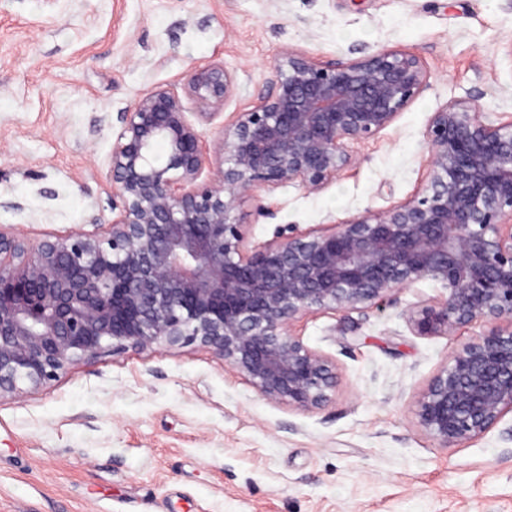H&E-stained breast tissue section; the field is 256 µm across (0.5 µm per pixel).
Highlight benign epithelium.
Here are the masks:
<instances>
[{"instance_id": "obj_1", "label": "benign epithelium", "mask_w": 512, "mask_h": 512, "mask_svg": "<svg viewBox=\"0 0 512 512\" xmlns=\"http://www.w3.org/2000/svg\"><path fill=\"white\" fill-rule=\"evenodd\" d=\"M274 73L272 90L218 130L213 180L200 181L201 127L235 94L222 64L119 113L112 222L39 239L0 228V397L104 353L197 342L265 399L318 408L335 367L292 323L431 280L446 296L407 310L419 335L474 320L487 331L430 380L420 425L451 447L512 413V121L452 101L429 121V181L412 199L249 250L241 199L287 183L324 190L352 164L347 144L386 129L427 86L416 56L386 48L326 64L288 48ZM186 97L201 111L188 115Z\"/></svg>"}]
</instances>
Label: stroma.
<instances>
[{"label":"stroma","mask_w":512,"mask_h":512,"mask_svg":"<svg viewBox=\"0 0 512 512\" xmlns=\"http://www.w3.org/2000/svg\"><path fill=\"white\" fill-rule=\"evenodd\" d=\"M287 48L317 63L387 48L415 55L424 91L319 193L286 184L237 207L254 247L382 213L428 182L426 128L476 98L512 121V0H0V227L35 238L111 222L118 113L219 63L237 91L217 127L269 91ZM424 280L362 312L323 310L291 331L336 366L321 407L266 400L197 343L76 362L0 397V512H512V414L447 447L418 423L430 379L474 321L421 336L406 311Z\"/></svg>","instance_id":"stroma-1"}]
</instances>
